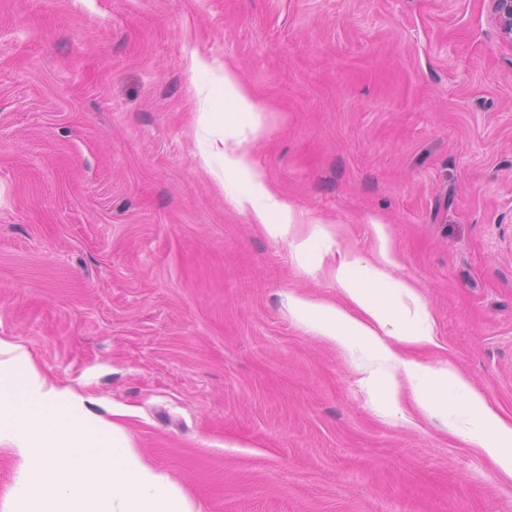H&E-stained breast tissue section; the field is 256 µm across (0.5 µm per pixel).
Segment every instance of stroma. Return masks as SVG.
<instances>
[{
  "instance_id": "stroma-1",
  "label": "stroma",
  "mask_w": 512,
  "mask_h": 512,
  "mask_svg": "<svg viewBox=\"0 0 512 512\" xmlns=\"http://www.w3.org/2000/svg\"><path fill=\"white\" fill-rule=\"evenodd\" d=\"M207 66L197 78L194 59ZM225 135L333 231L305 251L200 163ZM390 235L448 363L512 418V44L487 0H0V337L201 512H512V479L438 420L386 417L288 312L336 298L326 247ZM205 112L200 114V126L211 127L219 123L224 126L233 125L243 112H253V104L247 90L238 81L235 72L224 70V93H210L204 98Z\"/></svg>"
}]
</instances>
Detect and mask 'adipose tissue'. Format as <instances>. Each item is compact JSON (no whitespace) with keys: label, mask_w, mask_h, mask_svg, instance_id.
<instances>
[{"label":"adipose tissue","mask_w":512,"mask_h":512,"mask_svg":"<svg viewBox=\"0 0 512 512\" xmlns=\"http://www.w3.org/2000/svg\"><path fill=\"white\" fill-rule=\"evenodd\" d=\"M204 104V127L233 125L253 109L229 68L223 92L207 94ZM201 159L232 208L250 210L273 235L295 231L292 206L278 198L246 153L210 146ZM232 170L250 173V193L228 188ZM375 232L377 260L344 251L329 266L340 301L292 293L289 312L307 333L344 350L363 379L385 380L390 414L402 415V399L410 397L422 414L443 420L450 433L480 448L512 479V419L451 365L403 355V346L432 344V315L413 285L396 276L399 263L384 225ZM130 415L121 406L106 415L94 411L90 398L43 374L25 346L0 337V446L19 459L0 512H200L136 449Z\"/></svg>","instance_id":"ef3b65f1"}]
</instances>
